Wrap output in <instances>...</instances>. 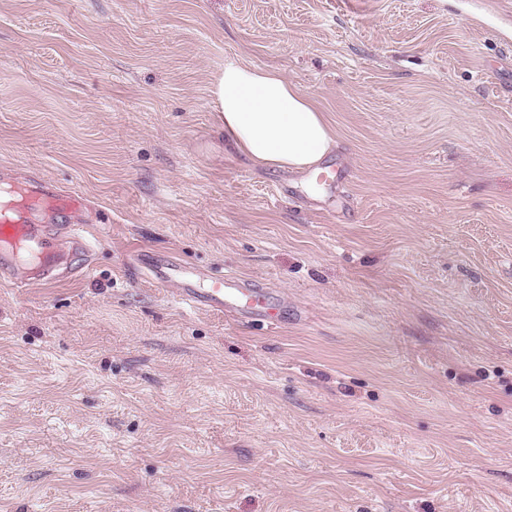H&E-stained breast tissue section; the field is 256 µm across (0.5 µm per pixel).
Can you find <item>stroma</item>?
<instances>
[{
  "instance_id": "stroma-1",
  "label": "stroma",
  "mask_w": 512,
  "mask_h": 512,
  "mask_svg": "<svg viewBox=\"0 0 512 512\" xmlns=\"http://www.w3.org/2000/svg\"><path fill=\"white\" fill-rule=\"evenodd\" d=\"M512 0H0V174L89 274L0 286V512H512ZM325 112L343 211L225 151V59ZM292 186V195L276 187ZM236 276L179 303L131 248ZM159 285L197 310L255 312L271 305L268 294L232 276H216L184 262L160 263L144 251L135 255Z\"/></svg>"
}]
</instances>
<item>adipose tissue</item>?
I'll return each mask as SVG.
<instances>
[{"label":"adipose tissue","mask_w":512,"mask_h":512,"mask_svg":"<svg viewBox=\"0 0 512 512\" xmlns=\"http://www.w3.org/2000/svg\"><path fill=\"white\" fill-rule=\"evenodd\" d=\"M209 94L220 113L225 146L252 166L313 168L335 145L324 112L277 70L226 61Z\"/></svg>","instance_id":"1"}]
</instances>
